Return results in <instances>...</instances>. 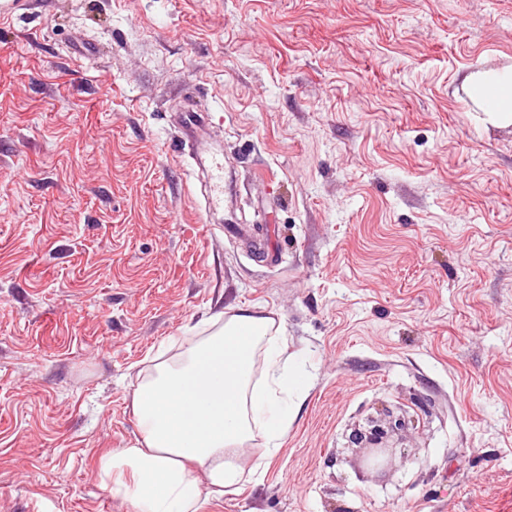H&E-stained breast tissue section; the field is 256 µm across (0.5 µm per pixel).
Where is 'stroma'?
Instances as JSON below:
<instances>
[{
	"label": "stroma",
	"instance_id": "1",
	"mask_svg": "<svg viewBox=\"0 0 512 512\" xmlns=\"http://www.w3.org/2000/svg\"><path fill=\"white\" fill-rule=\"evenodd\" d=\"M512 0H43L0 19V512H133L137 373L250 307L305 358L280 452L201 512H512ZM214 115L224 208L174 161ZM268 232L274 264L231 233ZM405 409L396 461L351 444ZM471 100L484 108V121L494 127L512 126V66L477 69L466 78ZM208 114V112H200L194 108L180 112L178 119L183 131V139L179 141L180 152L183 150L184 153L186 148L190 147V142H197L199 136L209 137L207 132L210 124Z\"/></svg>",
	"mask_w": 512,
	"mask_h": 512
}]
</instances>
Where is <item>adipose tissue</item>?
<instances>
[{
    "mask_svg": "<svg viewBox=\"0 0 512 512\" xmlns=\"http://www.w3.org/2000/svg\"><path fill=\"white\" fill-rule=\"evenodd\" d=\"M466 82L485 123L512 126V66L473 71ZM306 383L273 318L232 310L208 336L173 356L157 353L139 372L132 408L140 437L103 465L133 479L116 481L113 493L135 512H200L201 481L220 492L244 481L232 461L239 448L259 437L266 457L278 454L288 400Z\"/></svg>",
    "mask_w": 512,
    "mask_h": 512,
    "instance_id": "obj_1",
    "label": "adipose tissue"
}]
</instances>
